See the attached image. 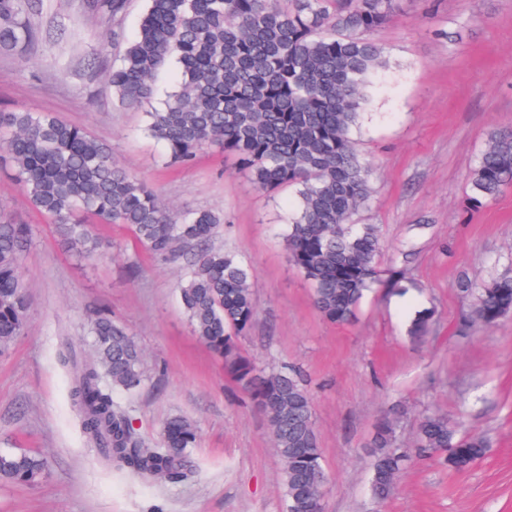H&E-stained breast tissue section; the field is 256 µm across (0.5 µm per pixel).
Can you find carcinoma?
<instances>
[{"mask_svg": "<svg viewBox=\"0 0 512 512\" xmlns=\"http://www.w3.org/2000/svg\"><path fill=\"white\" fill-rule=\"evenodd\" d=\"M125 7L126 0H90L89 11L108 17ZM46 8L47 0H0V51L32 42V19ZM401 8V0H147L108 71L113 97L138 107L155 95L158 72L176 64V90L146 113V130L164 144L170 162L187 165L218 147L237 159L255 188H296L288 261L332 323L356 321L362 298L380 284L378 227L351 222L372 196L353 132L368 103L366 78L386 65L373 32ZM1 158L35 209L52 219L59 244L81 260L105 258L88 217L122 225L158 258L176 257L181 245L197 248L180 287L193 332L264 414L282 466L285 512H322L327 478L307 379L295 367L268 371L242 351L239 338L256 313L252 271L234 253L206 246L223 217L209 210L177 217L112 158L107 144L49 112L0 111ZM511 183L512 131H494L472 174L469 206H483ZM33 236L31 225L0 212V350L28 325L20 261ZM461 288L474 299L470 328L493 326L512 313V274L489 284L465 281ZM430 320L429 310L415 312L414 342L426 340ZM88 336L93 359L80 362L69 347L60 353L73 372L69 397L87 444L119 472L172 484L187 480L196 472V423L174 416L162 426V447H144L114 400L116 392L143 385L137 342L108 311L94 316ZM399 413L382 419L370 442V485L380 502L413 458L439 455L464 470L489 447L486 438L462 435L447 415L432 411L419 419L414 449L401 448ZM47 469L39 454L0 450L1 482L32 485Z\"/></svg>", "mask_w": 512, "mask_h": 512, "instance_id": "carcinoma-1", "label": "carcinoma"}]
</instances>
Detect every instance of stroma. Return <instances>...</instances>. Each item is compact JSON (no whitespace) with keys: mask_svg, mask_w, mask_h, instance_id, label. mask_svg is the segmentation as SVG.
<instances>
[{"mask_svg":"<svg viewBox=\"0 0 512 512\" xmlns=\"http://www.w3.org/2000/svg\"><path fill=\"white\" fill-rule=\"evenodd\" d=\"M145 6L127 0L122 15L104 18L83 0H49L35 22L38 42L0 53V110L55 113L110 145L175 214L223 216L213 246L235 251L254 274L256 316L241 348L263 364L303 367L310 378L329 477L325 512H512V314L463 329L473 299L460 288L512 267V186L465 209L489 132L512 131V0H403L375 32L388 65L370 76L354 133L373 188L354 221L377 225L378 268L407 291L376 288L344 325L319 315L310 285L286 260L294 189L256 190L216 147L191 166L170 165L145 127L147 112L174 88L172 72L141 107L113 101L106 74ZM0 209L34 227L21 258L28 326L0 351V449L48 461L37 484L0 482V512H284L266 419L194 336L179 300L182 262L154 257L116 224L97 227L104 260L76 262L1 160ZM100 308L135 338L147 377L139 391L116 393L117 404L148 448L171 416L194 421V479L170 484L117 472L82 438L57 354L66 341L91 359L87 320ZM423 308L432 311L430 330L416 345L407 328ZM396 404L401 446L412 445L419 414L437 409L464 433L486 437L485 457L464 471L420 461L376 503L369 442Z\"/></svg>","mask_w":512,"mask_h":512,"instance_id":"obj_1","label":"stroma"}]
</instances>
